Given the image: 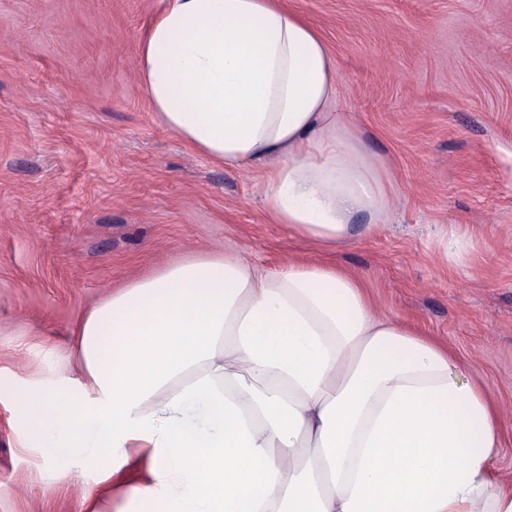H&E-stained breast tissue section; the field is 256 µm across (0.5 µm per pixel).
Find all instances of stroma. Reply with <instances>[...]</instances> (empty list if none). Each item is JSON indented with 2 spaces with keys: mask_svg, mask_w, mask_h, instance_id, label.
I'll return each mask as SVG.
<instances>
[{
  "mask_svg": "<svg viewBox=\"0 0 512 512\" xmlns=\"http://www.w3.org/2000/svg\"><path fill=\"white\" fill-rule=\"evenodd\" d=\"M283 2L318 27L336 108L395 178L392 223L331 251L271 222L262 171L215 165L157 120L137 57L166 0H0V380L61 369L92 303L170 263L327 260L487 387L512 485V0ZM452 235L469 244L455 263ZM19 436L0 394V512H80L64 461Z\"/></svg>",
  "mask_w": 512,
  "mask_h": 512,
  "instance_id": "stroma-1",
  "label": "stroma"
}]
</instances>
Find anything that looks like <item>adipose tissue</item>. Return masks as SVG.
I'll use <instances>...</instances> for the list:
<instances>
[{"instance_id": "ef3b65f1", "label": "adipose tissue", "mask_w": 512, "mask_h": 512, "mask_svg": "<svg viewBox=\"0 0 512 512\" xmlns=\"http://www.w3.org/2000/svg\"><path fill=\"white\" fill-rule=\"evenodd\" d=\"M163 126L266 173L273 223L336 245L391 221L393 174L318 30L280 0H167L138 53ZM67 375L0 385L20 446L68 460L81 512H512L500 411L448 346L324 261L196 255L92 304Z\"/></svg>"}]
</instances>
